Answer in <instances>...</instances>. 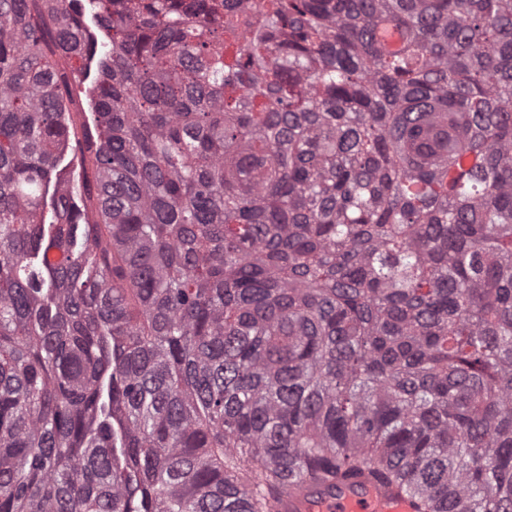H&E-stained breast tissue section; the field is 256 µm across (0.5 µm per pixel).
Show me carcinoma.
<instances>
[{
    "label": "carcinoma",
    "instance_id": "1",
    "mask_svg": "<svg viewBox=\"0 0 512 512\" xmlns=\"http://www.w3.org/2000/svg\"><path fill=\"white\" fill-rule=\"evenodd\" d=\"M257 8L0 0V512H512V0ZM85 22L88 27V31L94 35L98 42V52L93 59L86 61L87 70L84 78V82L77 85L74 90V104L70 105L72 112H86L89 121H92L91 112H93V88L96 85L99 78L98 71V58L101 49V44L107 41L105 33L98 27V24L94 20L92 14L87 12L85 14ZM276 512H416L414 502L397 486L345 484L331 494H317L307 485L287 488Z\"/></svg>",
    "mask_w": 512,
    "mask_h": 512
}]
</instances>
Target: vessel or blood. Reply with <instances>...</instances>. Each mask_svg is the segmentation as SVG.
Here are the masks:
<instances>
[{"label": "vessel or blood", "mask_w": 512, "mask_h": 512, "mask_svg": "<svg viewBox=\"0 0 512 512\" xmlns=\"http://www.w3.org/2000/svg\"><path fill=\"white\" fill-rule=\"evenodd\" d=\"M275 512H416L414 502L397 486L345 484L331 494L302 487L287 488Z\"/></svg>", "instance_id": "vessel-or-blood-1"}]
</instances>
